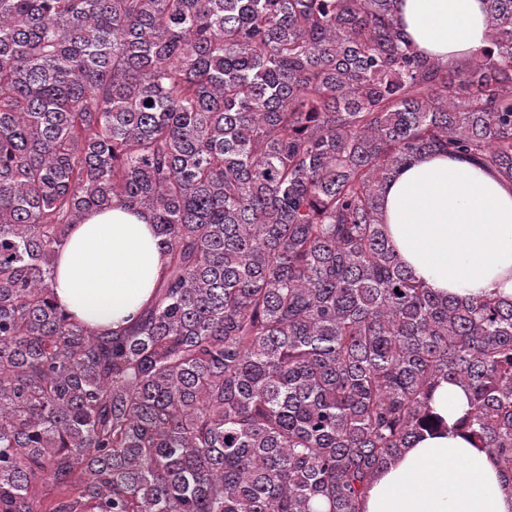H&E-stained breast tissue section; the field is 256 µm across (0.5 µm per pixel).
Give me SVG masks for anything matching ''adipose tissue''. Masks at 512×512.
<instances>
[{
  "label": "adipose tissue",
  "mask_w": 512,
  "mask_h": 512,
  "mask_svg": "<svg viewBox=\"0 0 512 512\" xmlns=\"http://www.w3.org/2000/svg\"><path fill=\"white\" fill-rule=\"evenodd\" d=\"M397 24L425 56L456 64L489 44L484 0H398ZM387 237L435 292L512 300V184L467 161L426 154L383 193ZM165 258L155 226L121 206L71 225L55 260L54 292L76 319L101 332L125 326L150 300ZM363 512H512V487L495 455L441 432L379 473Z\"/></svg>",
  "instance_id": "ef3b65f1"
}]
</instances>
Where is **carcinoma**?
Masks as SVG:
<instances>
[{
    "mask_svg": "<svg viewBox=\"0 0 512 512\" xmlns=\"http://www.w3.org/2000/svg\"><path fill=\"white\" fill-rule=\"evenodd\" d=\"M396 2L0 0V512H362L442 379L512 483V301L435 294L382 219L424 154L512 182V0L455 65ZM114 205L167 262L101 333L55 258Z\"/></svg>",
    "mask_w": 512,
    "mask_h": 512,
    "instance_id": "carcinoma-1",
    "label": "carcinoma"
}]
</instances>
